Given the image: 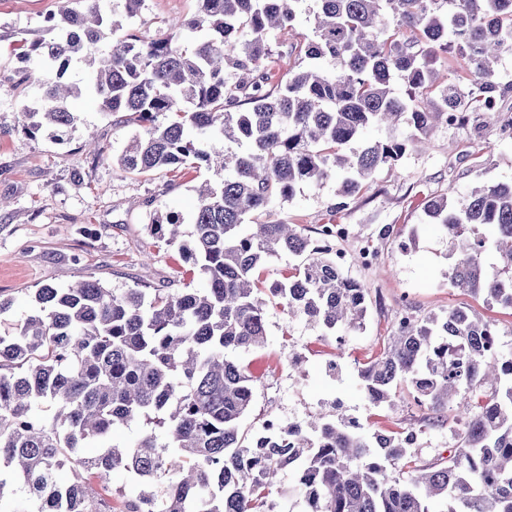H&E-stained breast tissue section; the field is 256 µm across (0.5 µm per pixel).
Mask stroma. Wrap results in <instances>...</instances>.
I'll return each mask as SVG.
<instances>
[{"label":"stroma","mask_w":512,"mask_h":512,"mask_svg":"<svg viewBox=\"0 0 512 512\" xmlns=\"http://www.w3.org/2000/svg\"><path fill=\"white\" fill-rule=\"evenodd\" d=\"M76 0H0V301L8 308L0 321L21 323L37 288H65L83 280L99 281L120 294L150 285L177 291L206 285L199 268L187 263L171 244L167 227L151 228L154 216L182 217L180 230L190 234L202 182L214 171L170 169L139 177L117 165L133 124L117 122L96 101L81 97L71 106L79 116L66 135L50 126L36 135L23 128V105L33 93L18 86L14 71L21 40L39 36L44 17L76 8ZM197 0H145L123 28L148 40L164 38L166 21L189 17ZM495 82L504 95L499 112L480 129L440 125L426 144L414 148L399 168L382 169L362 191L339 207V180L306 186L276 205L273 219H285L315 236L320 225L350 224L355 237L342 244L346 270L369 288L368 319L363 331L344 343L323 335L303 319H289L280 305L266 308L267 343L244 354L257 382L245 428L258 429L268 418L307 422L312 416H357L366 430L422 428L415 458H447V429H427L431 411L400 395L394 407L372 406L358 388L356 369L378 354L394 330L396 316L438 313L455 306L472 308L494 319L504 349L512 350V311L488 307L482 300L450 287L448 241L430 224L423 202L454 187L465 195L475 180L512 182V54L502 55ZM96 133L107 152L96 158L87 145ZM389 236H381L382 228ZM370 244L378 261H359L362 244Z\"/></svg>","instance_id":"stroma-1"}]
</instances>
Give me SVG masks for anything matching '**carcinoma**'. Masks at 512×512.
Listing matches in <instances>:
<instances>
[{"mask_svg": "<svg viewBox=\"0 0 512 512\" xmlns=\"http://www.w3.org/2000/svg\"><path fill=\"white\" fill-rule=\"evenodd\" d=\"M303 2L198 0L163 41L129 30L108 43L119 25L105 29L101 0H83L20 44L30 67L18 83L37 90L29 133L73 125L70 99L86 94L142 129L117 159L124 173L204 164L224 177L198 191L189 241L179 215L165 217L207 288L43 285L24 322L0 331V512H112L117 474L137 490L125 512H271L274 494L289 512H512V358L464 306L401 316L358 369L373 406L403 388L436 414L428 426H448V460L405 476L413 432L343 418L241 431L257 377L238 355L266 344V299L338 338L368 314L367 286L332 249L257 216L333 173L353 197L435 125L492 119L495 64L512 52V0H312L314 27L283 79L266 34L294 28ZM450 42L470 77L463 99L434 68ZM70 67L84 84L62 81ZM424 212L448 239L450 286L512 310V183L435 196ZM282 255L300 259L294 273L263 285L257 270ZM132 423L140 436L115 441Z\"/></svg>", "mask_w": 512, "mask_h": 512, "instance_id": "1", "label": "carcinoma"}]
</instances>
